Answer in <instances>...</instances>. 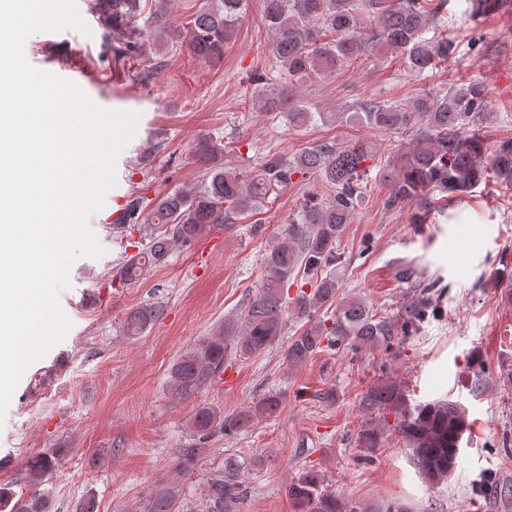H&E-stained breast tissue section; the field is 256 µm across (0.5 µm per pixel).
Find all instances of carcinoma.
Wrapping results in <instances>:
<instances>
[{
  "label": "carcinoma",
  "instance_id": "carcinoma-1",
  "mask_svg": "<svg viewBox=\"0 0 512 512\" xmlns=\"http://www.w3.org/2000/svg\"><path fill=\"white\" fill-rule=\"evenodd\" d=\"M246 0H206L184 28L164 30L169 40L185 44L204 60L224 57L232 40ZM433 0H265V20L274 36V57L288 87L279 92L268 89L270 78L257 75L263 108L284 112L288 125L301 129L314 116L300 104L294 88L324 78L354 61L369 57L382 45L399 52L404 68L421 77L455 53L457 45L446 38L426 37L442 4ZM502 0H468L466 14L471 20L498 10ZM93 8L105 36L120 40L119 57L143 51V32L136 25L141 0H93ZM374 22L375 30L365 37L362 17ZM490 92L479 81L450 85L442 92L424 93L407 103L374 97L354 112H320L323 120L336 119L372 131L396 132L413 129L409 142L400 148L399 158L383 170L389 193L388 210L414 201L421 207L432 203L429 194L459 198L493 179L512 193V137L489 143L474 119L484 113ZM193 154L204 169L195 187L179 188L161 197L148 220L154 225L150 245L130 255L120 268L126 281L140 276L151 265L167 261L178 243L190 244L226 224L262 210L279 192L293 183L296 174L313 175L327 188L323 198L309 197L298 212L288 218L281 236L271 242L264 255L265 275L257 294L239 315L224 319L214 332L198 339L173 365L170 382L178 396H189L211 384L237 358L258 355L282 340L288 322V283L303 273L313 276L341 262L338 241L351 223L359 201L367 191L372 146L364 139L343 144L323 140L288 160L272 155L248 173L224 166V143L211 136L201 138ZM143 207L140 199L128 201L119 224H137ZM501 298L512 303V267L504 265L491 275ZM338 282L329 274L315 281L309 293L293 299L298 317L304 320L284 350L290 370L298 368L316 353L344 344L351 349L369 350L403 343V337L419 330L439 294L434 285L422 287L394 315L377 316L359 297L336 304ZM337 306L331 326L317 319L319 312ZM163 312L159 304L131 310L124 329L140 336ZM360 405L368 415L358 431L360 447L372 450L386 430H393L406 443L418 472L432 485H439L458 464L463 436L470 431L468 415L458 403L440 399L425 404L410 403L403 386L384 379L371 386ZM282 397L269 392L254 406L267 418L280 413ZM391 414L393 424L381 425L373 414ZM251 414L224 415L219 408L204 404L192 420L194 434L207 439L216 432L231 434L248 426ZM201 455L196 447L183 448L175 457L174 469L192 471ZM58 457L42 454L30 464L28 484L20 489L0 486V512H58L46 476L57 466ZM248 462L237 458L224 461V472L210 479L205 494V512H239L244 498L241 476ZM295 512H409L402 503L374 508L345 502L324 487L319 474L305 471L288 486ZM147 512H179L177 495L160 488L150 499Z\"/></svg>",
  "mask_w": 512,
  "mask_h": 512
}]
</instances>
